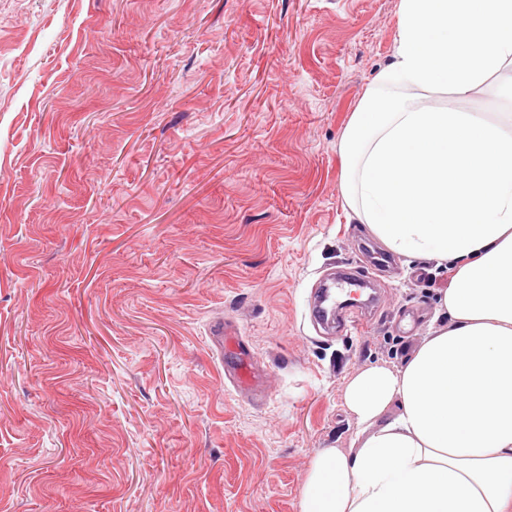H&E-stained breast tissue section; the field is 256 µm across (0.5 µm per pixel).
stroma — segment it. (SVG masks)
I'll return each mask as SVG.
<instances>
[{
    "mask_svg": "<svg viewBox=\"0 0 512 512\" xmlns=\"http://www.w3.org/2000/svg\"><path fill=\"white\" fill-rule=\"evenodd\" d=\"M400 0H0V512H299L344 392L447 322L391 255L338 336L308 298L384 245L339 143ZM237 326L272 388L224 379Z\"/></svg>",
    "mask_w": 512,
    "mask_h": 512,
    "instance_id": "1",
    "label": "stroma"
}]
</instances>
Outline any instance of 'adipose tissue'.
Returning <instances> with one entry per match:
<instances>
[{
	"label": "adipose tissue",
	"instance_id": "ef3b65f1",
	"mask_svg": "<svg viewBox=\"0 0 512 512\" xmlns=\"http://www.w3.org/2000/svg\"><path fill=\"white\" fill-rule=\"evenodd\" d=\"M508 60L512 0H401L397 52L340 141L342 190L392 252L452 263L450 321L348 382L356 449L316 454L300 512H512V77L487 82ZM481 84L494 111L469 98ZM427 88L461 103L404 96ZM404 95L419 106H457L460 104L456 94L441 88L410 91Z\"/></svg>",
	"mask_w": 512,
	"mask_h": 512
}]
</instances>
